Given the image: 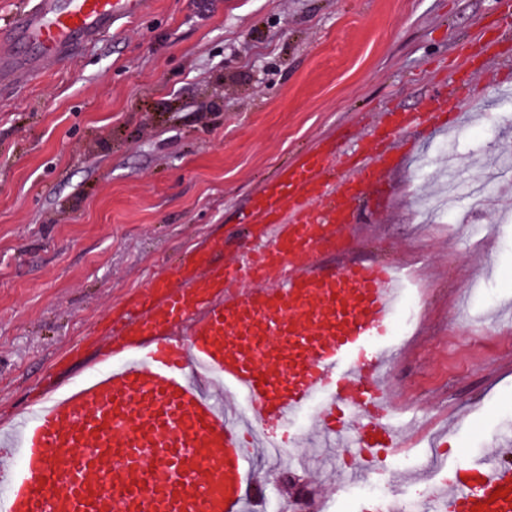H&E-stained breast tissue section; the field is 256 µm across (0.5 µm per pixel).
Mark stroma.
Returning <instances> with one entry per match:
<instances>
[{"mask_svg":"<svg viewBox=\"0 0 512 512\" xmlns=\"http://www.w3.org/2000/svg\"><path fill=\"white\" fill-rule=\"evenodd\" d=\"M512 0H154L49 74L0 90V438L49 378L92 370L93 331L320 142L456 84L458 118L400 133L392 195L357 254L428 293L387 379L399 497L512 445ZM442 449L420 484L409 474ZM311 448L326 512H361Z\"/></svg>","mask_w":512,"mask_h":512,"instance_id":"35a3bbf8","label":"stroma"}]
</instances>
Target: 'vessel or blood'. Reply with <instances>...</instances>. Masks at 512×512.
Listing matches in <instances>:
<instances>
[{
    "instance_id": "obj_1",
    "label": "vessel or blood",
    "mask_w": 512,
    "mask_h": 512,
    "mask_svg": "<svg viewBox=\"0 0 512 512\" xmlns=\"http://www.w3.org/2000/svg\"><path fill=\"white\" fill-rule=\"evenodd\" d=\"M146 0H26L0 26V88L43 74L139 18ZM454 93L424 112L394 113L358 153L326 146L254 198L259 225L233 259L215 238L189 274L160 276L127 303L97 347L120 366L45 396L15 424L19 448H0V512H245L255 448H288L296 419L316 407L319 432L351 438L352 470L398 453L382 371L406 279L399 267L347 258L361 202L386 182L400 130L451 112ZM339 256L322 265L324 256ZM233 389L246 419L224 416L195 383ZM503 497H496V490ZM512 512V467L482 457L452 470L423 512Z\"/></svg>"
}]
</instances>
